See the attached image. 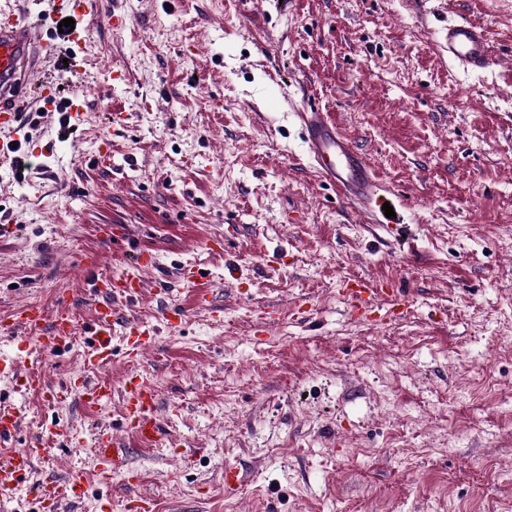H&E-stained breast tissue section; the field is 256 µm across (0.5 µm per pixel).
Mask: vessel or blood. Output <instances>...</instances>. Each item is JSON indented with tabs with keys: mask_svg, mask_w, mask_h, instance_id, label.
<instances>
[{
	"mask_svg": "<svg viewBox=\"0 0 512 512\" xmlns=\"http://www.w3.org/2000/svg\"><path fill=\"white\" fill-rule=\"evenodd\" d=\"M97 0H56L60 15L86 18L96 15ZM448 58L459 68L471 72L487 69L496 61L486 27L461 20L450 24L445 33ZM59 55L58 43L50 37L40 36L21 9L10 0H0V131L9 133L11 143L24 146L20 136L23 107L29 86H37L46 105L56 103L55 82L42 75L41 61L55 60ZM307 150L318 172L335 188L347 203L363 209L382 208L378 176L370 160L361 154L336 121L334 115L319 109H309L300 115ZM86 268L95 272L89 284L93 300V313L88 332L89 344L82 355L80 370L72 373L70 385L80 393L86 406L94 407L111 400L112 382L103 378L102 370L110 367L114 359L112 331L122 327L126 336L125 357L134 361L150 348L157 334L155 327L129 318L123 311L125 303L138 299L144 288V275L154 269L153 256L138 255L132 269L119 275L96 272V260L84 259ZM181 282L197 285V307L220 315L214 307L210 288L201 286L202 275L192 266L178 272ZM345 312L354 320L368 323L376 311H385L388 320L402 318L407 310L405 294L384 284L365 279L343 283L341 288ZM79 333L77 324L66 312L47 318L37 304L18 306L8 322L0 324V336L29 346L31 353L58 352L69 349ZM22 390L54 397L55 392L37 368H28L21 377ZM124 423L139 447H165L168 433L156 413L155 389L149 378L134 373L129 375L120 391ZM22 426V411L12 404L0 402V445L15 441ZM47 441L40 438L26 443L22 449L0 458V512H6L32 471L35 460L46 451ZM93 448L102 474L117 473L124 469L126 450L111 427L97 429ZM82 484L77 479L64 480L56 475L46 476L37 486L36 499L55 512L58 504L80 498Z\"/></svg>",
	"mask_w": 512,
	"mask_h": 512,
	"instance_id": "1",
	"label": "vessel or blood"
}]
</instances>
